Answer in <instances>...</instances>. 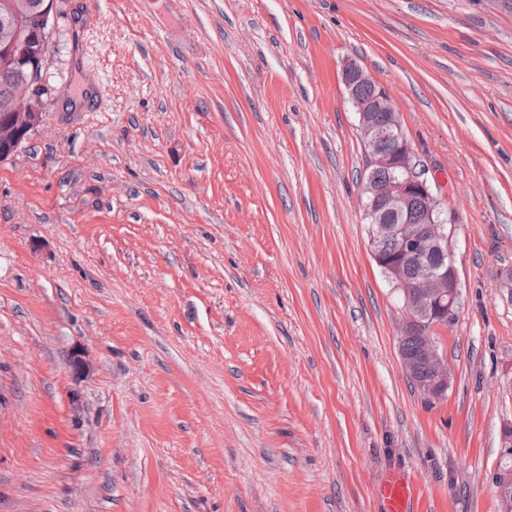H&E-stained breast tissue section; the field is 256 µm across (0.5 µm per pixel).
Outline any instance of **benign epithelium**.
I'll return each instance as SVG.
<instances>
[{
    "label": "benign epithelium",
    "instance_id": "7a95c632",
    "mask_svg": "<svg viewBox=\"0 0 512 512\" xmlns=\"http://www.w3.org/2000/svg\"><path fill=\"white\" fill-rule=\"evenodd\" d=\"M12 13L27 20L28 30L21 33L7 20L0 24V57L10 61L13 70L12 102L0 118V162L11 157L40 122L44 85L32 42L53 29L55 0H42L38 6L30 0H14ZM343 81L359 114L360 137L370 160L395 171L374 191L369 248L375 262L393 276L395 290L404 295L405 318L400 333L417 322L424 328L423 355L429 374L416 384L420 395L432 400L446 391L450 379L448 359L430 333L437 326L452 323L457 315L459 279L451 247L457 215L439 179L423 175L424 167L385 90L355 64L345 68ZM364 85L372 89L369 98L358 95V88ZM373 112H387L389 118L380 125L371 116ZM413 203L419 205L424 216L420 229L407 227ZM385 237L396 243L393 257L381 249L380 241ZM407 255L421 256L411 279L403 273L402 257ZM495 486L501 512H512V476L497 474Z\"/></svg>",
    "mask_w": 512,
    "mask_h": 512
}]
</instances>
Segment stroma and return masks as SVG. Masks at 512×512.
<instances>
[{"mask_svg":"<svg viewBox=\"0 0 512 512\" xmlns=\"http://www.w3.org/2000/svg\"><path fill=\"white\" fill-rule=\"evenodd\" d=\"M350 62L455 189L431 401L369 249ZM43 76L0 162V512H386L392 476L414 512H499L512 0H57Z\"/></svg>","mask_w":512,"mask_h":512,"instance_id":"obj_1","label":"stroma"}]
</instances>
